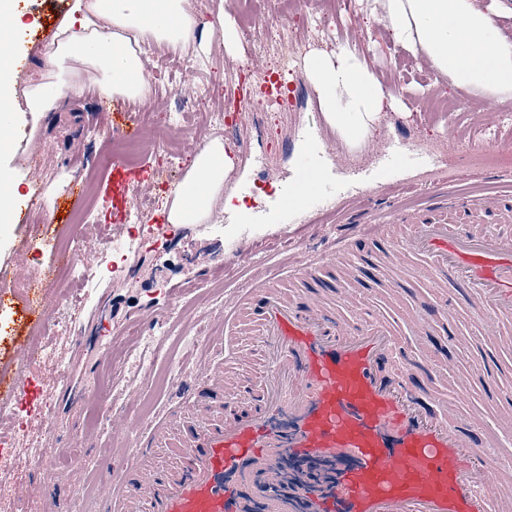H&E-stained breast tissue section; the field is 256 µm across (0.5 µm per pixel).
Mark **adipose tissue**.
<instances>
[{
	"label": "adipose tissue",
	"mask_w": 512,
	"mask_h": 512,
	"mask_svg": "<svg viewBox=\"0 0 512 512\" xmlns=\"http://www.w3.org/2000/svg\"><path fill=\"white\" fill-rule=\"evenodd\" d=\"M376 2L395 47L423 54L433 70L453 77L458 87L503 101L512 98V37L501 33L498 10L482 9L477 0ZM147 39L173 47L195 43L201 59L209 57L214 43L233 45L237 31L224 21L199 23L185 0H73L43 54L48 72L62 77L50 89L37 85L27 92L29 111L55 110L87 79L107 98L149 97L152 84L140 51ZM303 67L326 118L342 137L357 141L369 136L386 91L357 44L337 41L332 54L310 53ZM233 167L220 139L201 145L170 203L168 223L207 220Z\"/></svg>",
	"instance_id": "1"
}]
</instances>
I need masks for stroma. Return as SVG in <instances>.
I'll list each match as a JSON object with an SVG mask.
<instances>
[{"label":"stroma","mask_w":512,"mask_h":512,"mask_svg":"<svg viewBox=\"0 0 512 512\" xmlns=\"http://www.w3.org/2000/svg\"><path fill=\"white\" fill-rule=\"evenodd\" d=\"M70 2L24 0L19 5L24 22L20 32L26 41L19 47L24 62L17 91L41 81L42 53ZM192 8L202 23L215 21L221 11L237 23L246 16L262 21L270 32L268 42L255 46L243 40L230 52L213 46L207 61H191L194 79L243 80L256 98L264 76L276 73L289 78L296 91L287 111L255 112L249 122L222 133L235 168L224 183L209 226L182 233L170 224L164 233L148 239L139 237L140 223L112 217L108 197L112 160L103 154L104 139L113 126L130 125L150 132L166 113L179 112L185 118L180 136L192 150L199 144L196 130L210 124L208 113L188 111L176 99L167 103L155 98L108 100L90 84L64 99L57 111L36 116L27 107L19 108L16 117L30 125V138L17 145L14 154L0 156V168L22 181L24 196L34 204L27 223H0V289L5 292V304L0 307V381L8 383L19 375L32 378L51 401L52 413L40 421L34 413L9 410L0 414V433L11 431L17 419H25L29 440L51 449L50 459L63 470L65 480L59 496L49 497L32 461L20 457L15 474L0 477V512H82L89 490L97 485L98 461L110 452L112 441L107 428L89 424L85 407L76 405L74 399L101 375H109L119 388L102 397L100 415L125 401L123 388L131 381L138 383L140 399L155 398L156 413L164 412L169 397L156 394L149 368L136 366L130 356L117 364L112 361L116 341L135 335L138 309L167 312V319L155 328L156 335L185 339L204 327L217 336L222 330L225 297L241 290L257 272L268 271L281 285H288L285 259L290 249L314 257L332 242L345 239L349 255L359 259L372 254L375 243L368 229L380 215L426 208L434 202L433 191L512 195V166L483 170L475 180L465 178L458 168L460 160L501 152L512 140V120H504L503 106L478 91L456 87L450 76L435 72L422 58L395 48L383 24L376 22L368 64L395 103L377 113L369 138L358 142L337 139L335 151L325 158L326 167L341 179L344 199L329 202L319 214L305 208L294 211L288 223H281L276 214L263 211L268 193L292 178L301 151L314 145L328 126L321 104L313 99V87L302 79V58L310 52H331L335 38H360L372 4L370 0H338L332 6L327 0H308L286 28L268 11L264 0H224L220 8L212 0H192ZM475 112L486 115L483 133L477 138L470 131ZM452 137L458 142L454 153L448 150ZM394 149L399 152L395 167L388 176H380L386 155ZM186 164L181 156L162 172L156 161L146 160L143 180L128 188L129 197L145 209L142 223H154L162 215ZM244 183L250 184V192H241ZM86 184L98 211L97 224L88 230L56 214L57 200L78 195ZM241 205L261 213V220L238 223L235 209ZM356 224L364 225V232L348 237V230ZM45 232L61 238L82 235L84 242L98 249V270L92 287L62 283L60 310L38 325L26 307V285L53 260L51 249L40 241ZM243 239L250 244L251 257L225 263L215 275L218 292L194 280L195 267L210 263L215 250H232ZM376 263L381 273L356 293V306L367 314L387 317L401 347L412 350L406 319L412 294L423 293L424 288L415 284L408 295L398 286L410 281L409 271L419 260L408 258L404 272L393 269L382 255ZM176 284L182 285L184 293L173 299L169 290ZM455 328L466 338L465 344L455 348L461 360L497 362L498 396H491L483 381L473 378L462 409L486 433L489 446L499 456L512 458V432L496 427L508 409L506 397L512 396V319L504 321L502 336L493 342L478 334L468 312H456ZM44 343L55 347L66 362L65 375H58L47 361H18L19 348L35 354Z\"/></svg>","instance_id":"stroma-1"}]
</instances>
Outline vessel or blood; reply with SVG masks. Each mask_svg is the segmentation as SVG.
<instances>
[{
  "instance_id": "obj_1",
  "label": "vessel or blood",
  "mask_w": 512,
  "mask_h": 512,
  "mask_svg": "<svg viewBox=\"0 0 512 512\" xmlns=\"http://www.w3.org/2000/svg\"><path fill=\"white\" fill-rule=\"evenodd\" d=\"M325 146L306 152L292 180L271 200L287 216L298 188L332 195L337 179ZM138 173L112 163V206L130 208L123 187ZM442 218L424 212L396 218L400 234L375 229L399 264L417 257L418 299L407 326L418 355H407L385 319L337 312L332 299L350 287L321 279L339 247L302 264L294 292L258 276L250 294L228 306L259 337L264 371L246 390L230 361L227 338L201 333L202 357L174 383L176 405L144 424L127 409L109 427L125 475L105 477L98 512H512L507 466L482 446L461 406L468 373L431 333L454 314L471 313L481 336L497 338L512 316V198L487 193L446 197ZM494 219L498 231L484 224ZM452 375L451 398L424 389V377ZM176 449L181 464H160L156 450Z\"/></svg>"
}]
</instances>
